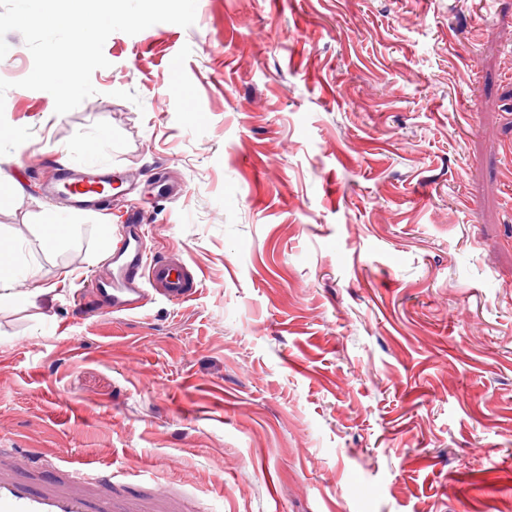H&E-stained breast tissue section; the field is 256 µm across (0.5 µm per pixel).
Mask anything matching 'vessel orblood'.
<instances>
[{"label": "vessel or blood", "mask_w": 512, "mask_h": 512, "mask_svg": "<svg viewBox=\"0 0 512 512\" xmlns=\"http://www.w3.org/2000/svg\"><path fill=\"white\" fill-rule=\"evenodd\" d=\"M132 186L128 172L99 161L60 168L44 195L50 202L73 210H91ZM147 219L139 212L126 214L112 246L111 282H92L89 288L99 306L111 312L136 313L151 293L171 302L190 299L194 277L180 261L150 253L146 246ZM112 468L93 475L60 468L46 472L36 448H15L0 459V512H188L179 494L155 479L152 472L137 474L145 494L131 497L120 490Z\"/></svg>", "instance_id": "obj_1"}]
</instances>
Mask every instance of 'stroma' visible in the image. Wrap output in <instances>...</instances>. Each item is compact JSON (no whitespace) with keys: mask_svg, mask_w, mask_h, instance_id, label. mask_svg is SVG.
Returning a JSON list of instances; mask_svg holds the SVG:
<instances>
[{"mask_svg":"<svg viewBox=\"0 0 512 512\" xmlns=\"http://www.w3.org/2000/svg\"><path fill=\"white\" fill-rule=\"evenodd\" d=\"M6 41L33 136L0 156V263L74 232L34 257L51 294L0 304V448L147 467L199 512H512V0H198L111 34L64 115ZM92 147L190 299L75 302L122 208L41 189ZM53 225L54 224L39 225V230L36 232L35 236L25 241L20 246V250L32 255L34 253L49 254L63 249L70 240L73 225L67 224L69 226V235L66 238L62 235V230L59 226L54 228L52 234L53 236L62 235L60 238H54L51 234L48 235V231Z\"/></svg>","mask_w":512,"mask_h":512,"instance_id":"35a3bbf8","label":"stroma"}]
</instances>
